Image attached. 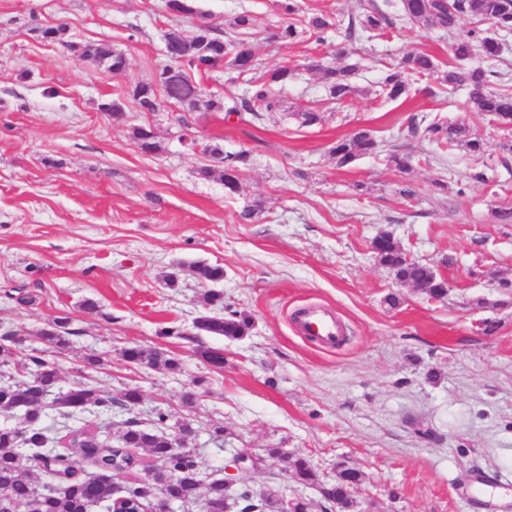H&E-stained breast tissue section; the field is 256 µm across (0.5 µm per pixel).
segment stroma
Listing matches in <instances>:
<instances>
[{
	"instance_id": "obj_1",
	"label": "stroma",
	"mask_w": 512,
	"mask_h": 512,
	"mask_svg": "<svg viewBox=\"0 0 512 512\" xmlns=\"http://www.w3.org/2000/svg\"><path fill=\"white\" fill-rule=\"evenodd\" d=\"M382 2L302 0L297 22L323 12L336 30L325 44L289 45L269 38L285 21L275 0H203L220 30L240 8L253 13L260 70L298 67L282 111L256 119L203 106L142 112L128 100L166 62L163 35L176 21L165 0H0V334L20 335L16 358L41 350L61 387L82 382L115 398L135 387L141 421L191 418L187 446L203 476H223L231 452L258 456L255 487L324 512L316 487L288 478L286 460L267 458L282 448L309 457L324 484L337 463L360 469L355 512H512V289L501 286L512 282V224L494 217L512 207L502 166L512 162V125L469 111L464 91L429 77L406 98L376 96L408 52L452 62L446 34L407 22L353 41L347 61L358 67L359 92L346 105L326 103L308 63L336 64L333 46L350 18ZM58 26L57 41L37 35ZM100 42L124 53L123 74L69 49ZM116 99L121 113L102 111ZM312 108L321 122L301 125L297 112ZM437 117L480 137L483 154L442 152L425 132ZM141 125L158 153L133 139ZM359 129L378 152L338 166L331 147ZM213 146L249 151L238 193L202 177L216 164ZM393 152L410 155L409 171L395 169ZM407 185L415 197L402 195ZM255 200L261 215L241 222ZM382 233L435 266L447 298L398 283L372 249ZM195 262L223 266V306L207 304ZM19 291L32 303H18ZM88 300L98 312L84 310ZM310 306L344 322L339 346L297 333L294 315ZM229 309L251 315L247 336L195 328L198 316ZM59 316L74 331L62 348L38 337ZM488 318L498 324L490 334ZM135 345L178 359L179 370L129 364L123 351ZM209 349L223 353V365L207 362ZM92 355L99 364L88 365ZM217 426L223 439L212 434Z\"/></svg>"
}]
</instances>
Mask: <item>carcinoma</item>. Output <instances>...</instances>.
<instances>
[{"mask_svg":"<svg viewBox=\"0 0 512 512\" xmlns=\"http://www.w3.org/2000/svg\"><path fill=\"white\" fill-rule=\"evenodd\" d=\"M179 16L193 20V31L184 33L179 25L168 29L164 35L168 63L156 74L155 80L136 85L129 98L142 112H156L164 103H173L191 112L198 108L202 88L196 77L214 78L225 72L244 79L243 95L223 100L211 99L208 106L221 109L227 115L248 112L259 118L267 112H277L281 107L280 91L298 77V69L291 63L278 65L255 78L257 56L248 35L255 26V18L243 10L228 22V32L220 35L211 22V15L203 11L198 0H179ZM467 15L477 16L500 31H512V0H401L395 17H390L379 7L365 10L349 21L343 40L337 47V56L347 54L348 43L358 35L369 38L396 25L409 22L426 29L453 34L460 21ZM335 28L330 17L314 14L303 27L284 23L272 38L282 42H299L306 38L318 43ZM82 60L104 64L114 74L122 73L127 61L125 55L110 44L97 46L70 45ZM449 55L456 64L442 67L436 57L428 52L407 53L402 60L378 83L377 95L390 101L408 96L411 83L418 77H430L450 90L464 89L467 106L472 112H481L493 121L512 120V93L490 88L491 77L497 72L489 65L502 55V41L472 32L467 38H458L448 44ZM476 55L486 60L484 65H471ZM308 69L319 74L327 99L342 105L358 92L354 83L357 66L324 65L318 61L308 64ZM427 131L437 145L446 150L462 147L476 154L483 150V141L462 125H447L441 121L427 126ZM133 138L140 149L153 153L160 149L152 130L145 126L133 129ZM377 140L367 130H359L346 139L336 141L331 154L339 166H347L359 158L375 152ZM212 153L221 157V165L204 168L206 178L217 179L230 194L239 192L241 177L249 164L246 150L223 153L218 148ZM373 249L380 263L385 265L399 283H408L432 298L448 296V283L429 264L408 258L403 249L387 234L373 241ZM196 278L204 283L224 280V268L196 262L191 265ZM71 320L61 316L53 325L39 332L48 343L61 347L68 344V337L75 334ZM195 327L209 335L238 340L248 335L252 318L245 312L233 311L224 317L203 314L195 320ZM130 363L145 364L153 369L175 372L177 359L141 346L124 350ZM21 371L20 378L0 385V412L11 413L18 407L26 409L25 418L14 427L0 428V512H112L113 504L126 499L134 512H148L156 499L165 494L181 506L204 498L205 512H228L229 503L240 506L239 512H310V504L300 498L283 501L273 492L256 491L251 481L238 488L225 491L224 480L213 478L207 482L200 478L195 456L184 447L186 439L194 432L192 419L183 418L174 424L180 442L170 447L161 433L167 415L160 413L151 426L127 419L117 445L112 446L102 437L98 426L71 430L64 447L73 448L96 471L83 473L73 455L49 444H60L43 428L35 427L45 409H50L66 419L89 406L107 413L114 407H132L140 402L136 388L127 389L122 399L115 400L99 393L85 383H78L66 390L59 387L56 370L41 356L31 355L15 363ZM135 448H145L159 462L146 480H136L118 488L112 479V464L126 470L138 465L133 453ZM47 456L52 465L42 469L43 477L30 476V464L41 463ZM289 474L293 480L307 485L318 484L317 472L311 461L304 457L288 458ZM362 482V474L345 464L336 468V479L330 485L320 486L324 501L336 512H351L353 494Z\"/></svg>","mask_w":512,"mask_h":512,"instance_id":"1","label":"carcinoma"}]
</instances>
